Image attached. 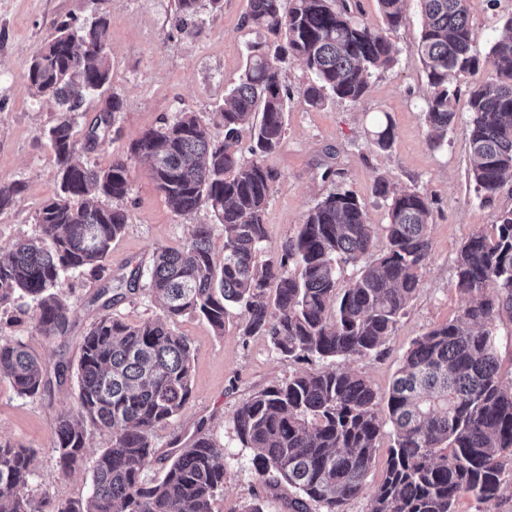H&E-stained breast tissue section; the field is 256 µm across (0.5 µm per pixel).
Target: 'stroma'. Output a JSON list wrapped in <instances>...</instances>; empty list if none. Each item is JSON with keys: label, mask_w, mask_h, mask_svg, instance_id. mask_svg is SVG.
<instances>
[{"label": "stroma", "mask_w": 512, "mask_h": 512, "mask_svg": "<svg viewBox=\"0 0 512 512\" xmlns=\"http://www.w3.org/2000/svg\"><path fill=\"white\" fill-rule=\"evenodd\" d=\"M199 5L196 22L180 30L175 26L174 0H106L102 5L96 0H0V186L18 182L24 186L12 204L0 210V246L39 237L38 210L58 190L57 165L46 132L55 124L59 107L27 87L34 51L58 24L78 25L105 13L112 79L104 93L89 98L86 114L76 118L72 130L75 139H83L107 98L121 99L122 110L105 138L79 156L86 165L105 168L126 156L130 142L144 129L173 120L183 110L210 120L237 81L248 46L262 41L260 31L243 24L247 0H224L217 12L211 10L209 0H200ZM469 8L474 47L483 55L498 27L512 16V0L493 5L470 0ZM422 24L418 0H408L405 26L389 35L395 65L373 75L368 93L356 103L331 101L320 109L308 107L300 95L309 77L305 66L293 57L282 63V81L292 92L287 133L281 147L264 161L273 175L265 222L268 245L274 250L294 235L315 203L339 189L357 196L372 224L386 221V205L373 192L377 177L432 198L430 259L384 353L332 363L333 368L366 376L382 394L388 392L412 340L459 314L464 298L452 285L453 260L473 232L489 229L495 214L479 203L469 183L467 93L457 99L458 122L448 134L447 146L435 149L429 144L423 120L426 77L416 51ZM385 121L391 122L394 139L389 148L381 149L373 144L372 133ZM128 167L127 196L116 203L103 197L99 203L104 207L115 203L127 210L129 224L112 245L103 279L87 273L68 277L72 305L68 335L50 340L20 312L0 314V331L22 341L46 367H54L62 358L78 361L85 333L102 314L92 298L103 282L139 266L149 267L157 248L180 245L198 224L211 225L214 253H223L224 231L210 210L176 214L157 190L147 162L133 160ZM329 167L340 171L335 180L322 177ZM176 329L195 347L193 393L181 416L156 432L155 448L159 456H168L175 440L204 431L224 450V492L214 508L240 512L245 502L264 496L265 490L250 453L234 437L231 417L250 395L287 378L293 367L278 359L264 337L241 336L235 319L227 321L220 335L197 317L180 319ZM74 394V385L68 384L46 396L21 397L8 380L0 381V440L31 451L35 501L57 504L90 493V471L79 469L61 478L54 451L56 416L72 403Z\"/></svg>", "instance_id": "stroma-1"}]
</instances>
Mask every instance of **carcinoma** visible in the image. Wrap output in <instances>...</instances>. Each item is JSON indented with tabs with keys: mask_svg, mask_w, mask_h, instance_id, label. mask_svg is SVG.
<instances>
[{
	"mask_svg": "<svg viewBox=\"0 0 512 512\" xmlns=\"http://www.w3.org/2000/svg\"><path fill=\"white\" fill-rule=\"evenodd\" d=\"M245 24L265 33L247 48L245 67L213 119L224 128L214 142L193 111L143 130L129 158L150 164L158 191L177 214L209 209L224 230V257L213 254L208 225L198 224L177 247H161L148 272L136 267L119 285L99 289L106 311L81 344L77 366L61 359L53 372L20 341L0 336V378L17 395L35 397L76 382L73 404L55 422L59 474L86 462L89 430L112 433L93 458L91 494L50 512H214L224 493L223 449L193 436L173 456H156L155 432L175 421L192 397L194 348L175 329L185 316L204 318L224 334L237 308L242 335L264 336L285 364L354 360L379 355L405 315L431 255L432 199L377 178L374 193L387 205V222L371 224L350 190L331 192L306 213L294 236L267 247L265 210L272 175L265 158L286 135L290 92L281 63L302 61L310 73L305 103H356L370 78L395 63L392 42L358 17L359 0H247ZM386 29L407 19V0H377ZM423 24L416 43L426 76L424 120L433 148L448 142L457 123L459 83L488 63L495 78L468 86L471 148L469 182L485 206L495 205L512 177V16L499 28L485 59L473 50L468 0H419ZM107 40L99 15L83 27L63 23L34 52L28 86L62 109L47 132L59 191L37 216L42 235L0 246V308L20 299L47 338L67 334L71 305L63 292L70 273L99 275L112 243L128 224L127 211L90 203L122 199L128 162L103 169L76 161L98 143L121 111L112 96L73 138V116L86 95L110 82L108 56L84 45ZM248 141L251 158L239 155ZM358 267L339 287L340 263ZM453 285L465 298L455 318L415 338L386 396L345 369L294 371L252 394L232 416L240 447L269 493L288 512H344L365 494L381 436L392 445L387 466L369 498L368 512H456L459 498H499L512 473V388L504 385L491 330L512 316V206L495 209L492 232L478 230L460 246ZM496 291L490 292L488 288ZM156 300L162 315L139 324L112 313L129 294ZM162 464L160 478L144 472ZM28 449L0 441V512H44L31 492Z\"/></svg>",
	"mask_w": 512,
	"mask_h": 512,
	"instance_id": "cac0c4a2",
	"label": "carcinoma"
}]
</instances>
